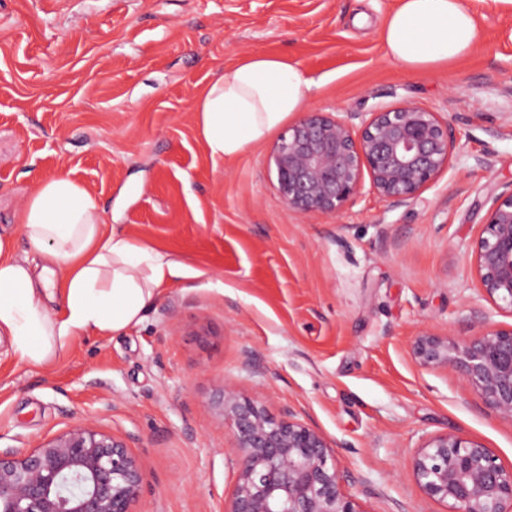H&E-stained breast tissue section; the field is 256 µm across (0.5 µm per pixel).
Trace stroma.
I'll use <instances>...</instances> for the list:
<instances>
[{
	"label": "stroma",
	"instance_id": "35a3bbf8",
	"mask_svg": "<svg viewBox=\"0 0 512 512\" xmlns=\"http://www.w3.org/2000/svg\"><path fill=\"white\" fill-rule=\"evenodd\" d=\"M462 3L475 54L412 75L380 40L397 0H0V232L28 251L21 214L40 177L63 173L102 232L186 266L123 332L74 337L43 365L1 344L0 449L90 420L132 437L145 512H224L236 467L215 398L229 382L320 430L364 512H446L412 471L437 434L512 466V424L409 349L424 332L469 335L474 308L512 327L471 260L491 195L512 188V6ZM258 53L299 64L308 112L356 126L405 102L439 113L457 139L450 167L407 206L365 186L339 215L290 212L275 137L218 159L194 110Z\"/></svg>",
	"mask_w": 512,
	"mask_h": 512
}]
</instances>
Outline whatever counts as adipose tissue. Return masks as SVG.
<instances>
[{
	"label": "adipose tissue",
	"instance_id": "ef3b65f1",
	"mask_svg": "<svg viewBox=\"0 0 512 512\" xmlns=\"http://www.w3.org/2000/svg\"><path fill=\"white\" fill-rule=\"evenodd\" d=\"M478 25L461 0H398L381 27L387 55L409 73L469 58ZM312 82L299 65L262 54L245 56L211 82L195 104L212 154L232 158L264 141L300 111ZM21 222L31 250L17 257L0 235V338L22 363L48 362L55 346L141 322L182 262L114 231L82 185L66 175L39 179ZM60 288L65 307L43 298Z\"/></svg>",
	"mask_w": 512,
	"mask_h": 512
}]
</instances>
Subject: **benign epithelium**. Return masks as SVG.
<instances>
[{
	"mask_svg": "<svg viewBox=\"0 0 512 512\" xmlns=\"http://www.w3.org/2000/svg\"><path fill=\"white\" fill-rule=\"evenodd\" d=\"M457 142L448 122L415 103L381 108L355 129L341 117L307 112L273 149L277 191L288 210L339 213L364 178L383 200L413 201L450 166ZM482 296L512 310V189L492 199L474 251ZM476 332L431 333L410 344L425 369L455 370L502 421L512 423V328L475 310ZM236 482L225 512H365L343 489L332 445L293 413L277 418L263 400L224 384L217 394ZM415 479L447 512H512V467L484 443L431 437L414 460ZM131 437L85 422L27 449L0 450V512H139L146 482Z\"/></svg>",
	"mask_w": 512,
	"mask_h": 512,
	"instance_id": "benign-epithelium-1",
	"label": "benign epithelium"
}]
</instances>
